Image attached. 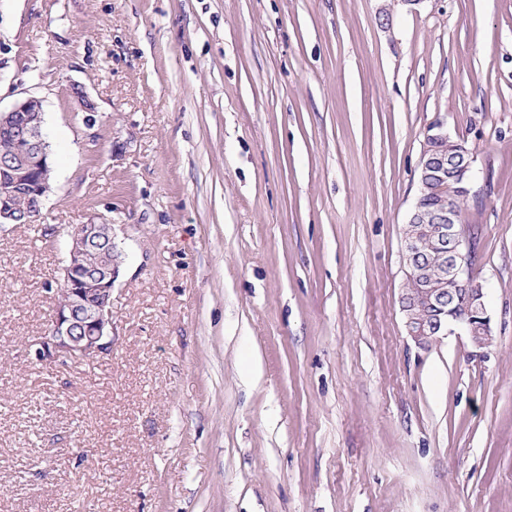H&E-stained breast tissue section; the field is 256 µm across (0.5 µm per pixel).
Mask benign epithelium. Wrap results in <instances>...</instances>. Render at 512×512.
Listing matches in <instances>:
<instances>
[{
	"label": "benign epithelium",
	"mask_w": 512,
	"mask_h": 512,
	"mask_svg": "<svg viewBox=\"0 0 512 512\" xmlns=\"http://www.w3.org/2000/svg\"><path fill=\"white\" fill-rule=\"evenodd\" d=\"M42 101L24 97L8 111H0V135L30 141L26 154L0 155V224H30L42 211L51 192L53 166L42 127ZM425 139L447 141V121L436 118L426 130ZM428 174L418 181L417 198L441 199L466 197L473 170V157L464 143L448 158L432 154L421 156ZM24 195L25 211H17L14 198ZM417 214H412L403 229V262L420 277L439 263L444 269V287L423 288L417 294L402 290L400 312L406 335L418 348L452 332L463 331L472 345L485 349L493 344L485 292L472 274L475 242L459 228L462 218L456 209L440 206L432 237L423 242L416 231ZM68 257L61 269L64 300L56 304L47 334L35 356L38 360L60 358L100 359L112 355V251L101 254L100 271L93 273L84 264L83 247L99 238L112 237V225L75 224L68 228ZM467 286L463 307L467 315L456 316L448 310L449 288Z\"/></svg>",
	"instance_id": "1"
}]
</instances>
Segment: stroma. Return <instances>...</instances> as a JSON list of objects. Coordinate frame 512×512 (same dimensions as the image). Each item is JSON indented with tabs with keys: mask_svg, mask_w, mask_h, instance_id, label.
<instances>
[{
	"mask_svg": "<svg viewBox=\"0 0 512 512\" xmlns=\"http://www.w3.org/2000/svg\"><path fill=\"white\" fill-rule=\"evenodd\" d=\"M24 96L53 191L0 227V512H512V0H0ZM438 117L483 355L398 305ZM73 224L124 265L112 354L39 361Z\"/></svg>",
	"mask_w": 512,
	"mask_h": 512,
	"instance_id": "stroma-1",
	"label": "stroma"
}]
</instances>
